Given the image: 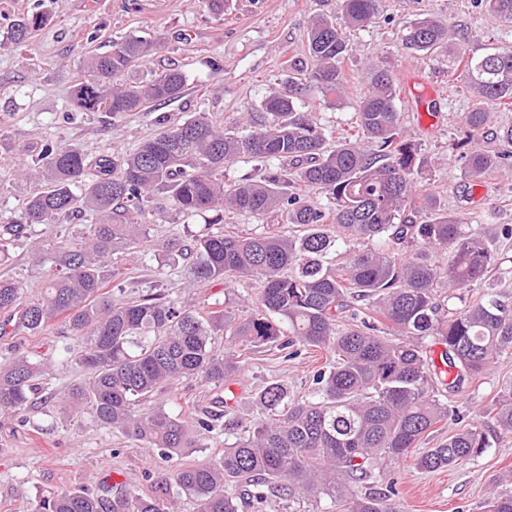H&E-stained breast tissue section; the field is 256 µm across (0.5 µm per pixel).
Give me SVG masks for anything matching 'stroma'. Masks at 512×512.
I'll use <instances>...</instances> for the list:
<instances>
[{
	"label": "stroma",
	"instance_id": "obj_1",
	"mask_svg": "<svg viewBox=\"0 0 512 512\" xmlns=\"http://www.w3.org/2000/svg\"><path fill=\"white\" fill-rule=\"evenodd\" d=\"M210 0H0V225L19 220L36 184L19 178L15 165L23 148L39 152L43 143L78 145L89 158L134 150L166 121H181L196 113L228 124L243 116L260 119L265 98L287 81L294 61H307L304 35L313 17L334 15L340 0H224L223 12L211 10ZM39 13L44 25L28 45L8 38L18 17ZM433 17L448 24L453 41L474 54L512 42V26L490 15L479 0H382L381 12L368 29L351 33L352 52L343 62L347 76L343 101L326 104L315 94L297 102L301 112L314 113L326 132L346 128L357 100L367 91L372 65L388 70L399 89L396 107L424 160L417 180L435 195L441 208L469 214L473 222L494 217L512 224V169L491 173L481 185L465 179L452 144L462 135L461 118L474 102L463 82L448 78V50L431 54L403 50L400 33L410 22ZM135 35L156 37L158 49L147 63L130 72L139 80L151 73L180 69L186 87L180 98L140 112L111 119L102 112L74 107L73 91L83 79L87 52L111 51L114 41ZM215 59L219 70L207 62ZM150 237L162 243L178 239L184 253L162 259L155 249L115 254L120 271L121 300L150 293L185 298L209 310L228 308L247 313L258 293L256 281L231 286L202 282L186 287L194 257L192 237L206 224L216 231L248 233L263 228L262 220L247 214L182 216L167 196L158 192L145 215ZM0 276L20 280L27 297L40 295L45 271L33 266L25 241L10 247L0 261ZM74 341L64 323H55L40 336L0 338V361L31 354L50 360L48 388L62 391L78 383L83 369L69 352ZM244 368L224 386L196 378L160 389L154 406L182 415L191 409L226 402L243 427L260 422L255 404L265 382L287 384L297 397L313 387V374L326 363L325 353L311 351L288 359L277 350L258 346L243 354ZM512 386V356L496 363L482 378L457 393L440 392L450 412L426 433L422 447L432 448L469 423L476 413L494 410L499 392ZM224 452V433L215 430L205 447L189 448L172 461L150 456L147 449L125 436L94 424L89 416L72 415L56 407H37L25 420L0 421V512H26L29 502L46 491L83 487L113 495L118 485L152 490L151 472L168 466H187L217 460ZM386 477L397 483L400 512H484L499 476L512 472V437L492 440L490 448L463 465L438 471L420 470L414 458L388 463ZM239 499V512H338L328 497L312 501L273 499L261 506Z\"/></svg>",
	"mask_w": 512,
	"mask_h": 512
}]
</instances>
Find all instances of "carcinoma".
Here are the masks:
<instances>
[{
    "mask_svg": "<svg viewBox=\"0 0 512 512\" xmlns=\"http://www.w3.org/2000/svg\"><path fill=\"white\" fill-rule=\"evenodd\" d=\"M487 12L512 24V0H480ZM381 0H342L341 15L316 17L305 35L311 67L290 68L303 77L288 82L264 102L258 123L215 126L203 113L165 126L132 154L89 161L74 144H47L27 164L25 176L39 181L20 221L0 225V254L31 235L35 224L91 211L98 222L78 238L35 240L34 265L47 270L40 298L23 300V284L0 278V335L40 336L64 322L87 377L60 398L63 407L87 411L99 427L119 432L168 459L184 448H203L213 421L235 436L213 463L174 468L142 495L120 486L112 498L84 489L54 492L29 512H176L182 496L197 512H237L224 486L237 483L263 503L270 496L326 495L341 512H399L396 483L378 495L362 490L383 458L404 460L425 434L448 417V405L434 395V377L457 373L448 388L487 373L512 352V305L492 293L438 318L435 288H487L488 269L500 264L497 243L512 239L510 224H473L440 208L422 192L415 173L422 167L417 145L395 105L393 77L370 69V87L356 103L351 132L330 142L311 113L296 100L314 92L324 103L343 98L341 63L352 47L347 31L362 30L380 14ZM43 17L24 15L11 26L13 44H27ZM402 46L433 53L451 43L449 27L433 18L404 28ZM158 42L127 36L106 54L89 53L88 79L74 90L81 110L111 118L147 112L178 99L186 79L178 69L127 82ZM449 71L477 97L463 114L469 147L459 152L466 179L478 185L495 168H512V124L492 128L487 106L512 108V44L483 55L459 46ZM490 137L501 151L480 146ZM241 158L254 162L233 186L224 187V166ZM324 194L326 202L298 190ZM165 191L180 215L226 211L269 217L280 230L196 237L190 284L241 280L261 284L255 309L238 316L224 309L203 311L163 294L136 301L104 291L114 276L108 267L118 251L150 242L142 223L151 195ZM372 245L353 251L337 267L326 257L346 242ZM446 251L444 265L430 252ZM392 337L382 336L384 330ZM219 331L245 346L266 345L286 357L304 350L331 357L313 376L312 396L295 400L288 386L270 381L256 401L268 419L246 436L230 412L198 411L194 424L160 407H140L159 389L189 377L216 387L241 369V355L215 349ZM436 336L445 346L442 367L432 372L422 339ZM45 363L26 355L0 364V415L20 416L40 393ZM497 433L512 436V387L493 417ZM490 447L488 431L471 424L416 457L425 471L455 467ZM485 512H512V490L495 492Z\"/></svg>",
    "mask_w": 512,
    "mask_h": 512,
    "instance_id": "cac0c4a2",
    "label": "carcinoma"
}]
</instances>
